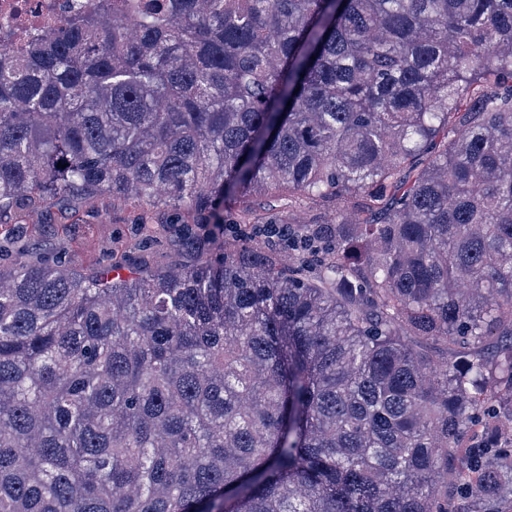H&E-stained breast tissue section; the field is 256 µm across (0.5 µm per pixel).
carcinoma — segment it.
<instances>
[{"label":"carcinoma","mask_w":512,"mask_h":512,"mask_svg":"<svg viewBox=\"0 0 512 512\" xmlns=\"http://www.w3.org/2000/svg\"><path fill=\"white\" fill-rule=\"evenodd\" d=\"M65 167L58 166V163ZM336 203L223 239L259 185ZM210 257L0 266V512H512V0H109L0 32V216ZM19 220L1 216L0 244L23 230L26 260L58 258L85 276L112 265L125 276L190 267L207 253L202 225L193 224L192 215L117 203L107 195L57 198L33 220ZM298 214L304 218L306 222L313 224L326 223L336 211L335 203L325 202H297ZM234 211L230 210L229 207L226 205L224 206V217H225V223L224 225V235L226 237L231 236H237L239 238H252L257 240H262L266 242V240L272 241L274 245H276L277 249H280L282 254L288 257V246L282 244L277 239H271L275 235H271L270 238H267V236L263 233V231H259V229H262V225H248V224H238L236 220L233 218ZM230 223H237V224H230Z\"/></svg>","instance_id":"1"}]
</instances>
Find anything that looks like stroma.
I'll return each mask as SVG.
<instances>
[{
	"mask_svg": "<svg viewBox=\"0 0 512 512\" xmlns=\"http://www.w3.org/2000/svg\"><path fill=\"white\" fill-rule=\"evenodd\" d=\"M19 232L26 260L58 258L86 276L112 265L127 276L189 267L207 253L203 228L192 215L117 203L106 195L52 200L23 224L0 216V244Z\"/></svg>",
	"mask_w": 512,
	"mask_h": 512,
	"instance_id": "stroma-1",
	"label": "stroma"
}]
</instances>
